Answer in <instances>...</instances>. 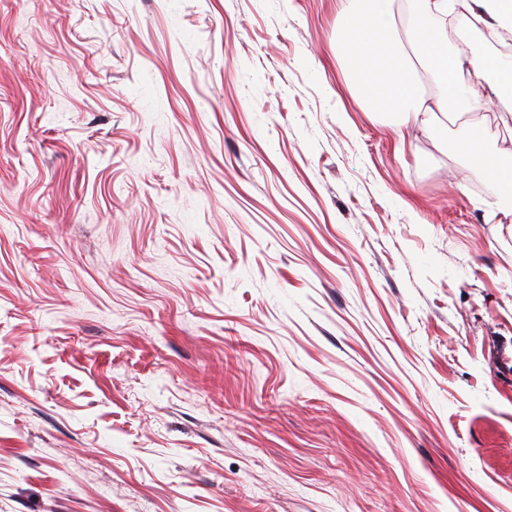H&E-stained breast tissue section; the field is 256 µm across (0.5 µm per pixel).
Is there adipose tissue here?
Instances as JSON below:
<instances>
[{"mask_svg": "<svg viewBox=\"0 0 512 512\" xmlns=\"http://www.w3.org/2000/svg\"><path fill=\"white\" fill-rule=\"evenodd\" d=\"M454 0H423L409 42L393 33L394 0H348L338 27L342 47L349 49L348 64L359 99L381 112L396 116L405 125L418 117L447 114L449 106L467 107L479 102L480 84L460 85L455 74L468 69L483 74L495 67L512 91V62L447 51L444 24L454 11ZM425 63L438 80L440 91L424 94L415 79L410 61ZM457 148L477 162L479 177L500 187L512 188V153L488 152L480 140H460Z\"/></svg>", "mask_w": 512, "mask_h": 512, "instance_id": "ef3b65f1", "label": "adipose tissue"}]
</instances>
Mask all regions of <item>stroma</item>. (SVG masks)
I'll return each mask as SVG.
<instances>
[{
    "mask_svg": "<svg viewBox=\"0 0 512 512\" xmlns=\"http://www.w3.org/2000/svg\"><path fill=\"white\" fill-rule=\"evenodd\" d=\"M343 0H0V512H512L499 78L358 99ZM458 151L477 160L479 177L505 189L512 188V153L488 152L479 139H463L457 145Z\"/></svg>",
    "mask_w": 512,
    "mask_h": 512,
    "instance_id": "1",
    "label": "stroma"
}]
</instances>
